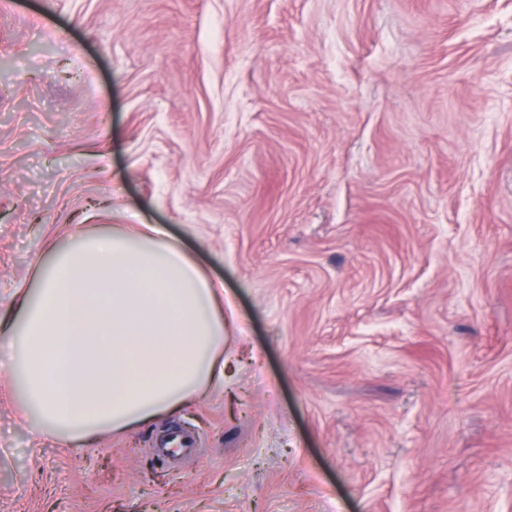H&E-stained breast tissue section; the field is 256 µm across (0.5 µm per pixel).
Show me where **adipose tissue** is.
<instances>
[{"mask_svg":"<svg viewBox=\"0 0 512 512\" xmlns=\"http://www.w3.org/2000/svg\"><path fill=\"white\" fill-rule=\"evenodd\" d=\"M0 319V374L33 436L122 434L224 382V291L155 225H76Z\"/></svg>","mask_w":512,"mask_h":512,"instance_id":"ef3b65f1","label":"adipose tissue"}]
</instances>
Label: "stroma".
<instances>
[{
    "mask_svg": "<svg viewBox=\"0 0 512 512\" xmlns=\"http://www.w3.org/2000/svg\"><path fill=\"white\" fill-rule=\"evenodd\" d=\"M73 224L223 284L224 384L75 449L0 375V512H512V0H0L1 304Z\"/></svg>",
    "mask_w": 512,
    "mask_h": 512,
    "instance_id": "35a3bbf8",
    "label": "stroma"
}]
</instances>
